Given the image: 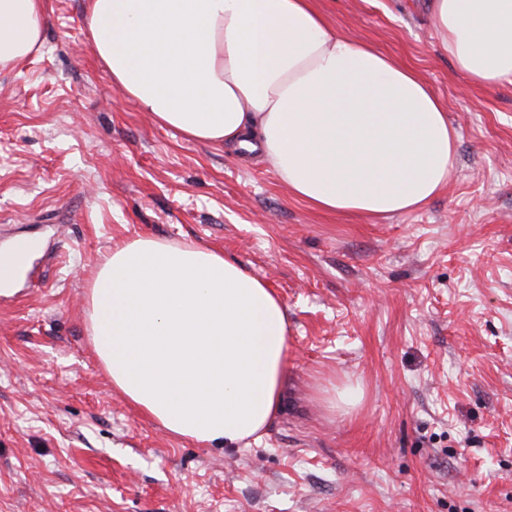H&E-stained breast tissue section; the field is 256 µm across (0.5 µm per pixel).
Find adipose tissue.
<instances>
[{
  "label": "adipose tissue",
  "instance_id": "adipose-tissue-1",
  "mask_svg": "<svg viewBox=\"0 0 512 512\" xmlns=\"http://www.w3.org/2000/svg\"><path fill=\"white\" fill-rule=\"evenodd\" d=\"M432 14L469 81H512V0H432ZM44 23V0H0V70L41 52ZM84 26L157 124L247 150L317 209L387 217L448 184L444 103L315 0H86ZM86 321L113 387L176 437L258 440L283 409L286 307L218 250L124 242L98 266Z\"/></svg>",
  "mask_w": 512,
  "mask_h": 512
}]
</instances>
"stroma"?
Masks as SVG:
<instances>
[{
	"mask_svg": "<svg viewBox=\"0 0 512 512\" xmlns=\"http://www.w3.org/2000/svg\"><path fill=\"white\" fill-rule=\"evenodd\" d=\"M85 5L45 0L42 52L0 71V250L41 247L0 295V512H512V82L467 81L431 0H317L458 132L423 207L326 213L124 98ZM137 236L220 250L284 301V408L260 441L173 436L113 388L87 295ZM343 381L362 398L329 412Z\"/></svg>",
	"mask_w": 512,
	"mask_h": 512,
	"instance_id": "35a3bbf8",
	"label": "stroma"
}]
</instances>
